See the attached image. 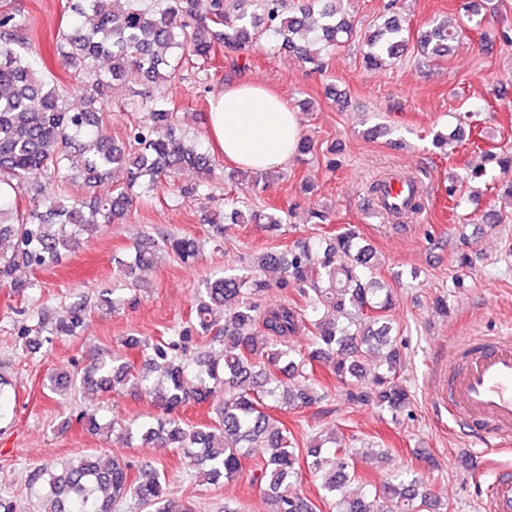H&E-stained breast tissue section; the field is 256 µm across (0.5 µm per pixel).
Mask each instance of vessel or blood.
Segmentation results:
<instances>
[{
  "instance_id": "vessel-or-blood-1",
  "label": "vessel or blood",
  "mask_w": 512,
  "mask_h": 512,
  "mask_svg": "<svg viewBox=\"0 0 512 512\" xmlns=\"http://www.w3.org/2000/svg\"><path fill=\"white\" fill-rule=\"evenodd\" d=\"M423 187L413 176L393 173L379 181L374 208L385 215L409 213ZM448 362L437 398L449 416L483 448L512 443V335L464 336ZM485 512H512V470L493 471Z\"/></svg>"
}]
</instances>
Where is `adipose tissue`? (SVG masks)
Segmentation results:
<instances>
[{"mask_svg":"<svg viewBox=\"0 0 512 512\" xmlns=\"http://www.w3.org/2000/svg\"><path fill=\"white\" fill-rule=\"evenodd\" d=\"M209 129L219 152L252 172L287 163L301 134L298 112L257 82L230 85L215 93Z\"/></svg>","mask_w":512,"mask_h":512,"instance_id":"ef3b65f1","label":"adipose tissue"}]
</instances>
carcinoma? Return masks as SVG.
Segmentation results:
<instances>
[{
	"label": "carcinoma",
	"instance_id": "cac0c4a2",
	"mask_svg": "<svg viewBox=\"0 0 512 512\" xmlns=\"http://www.w3.org/2000/svg\"><path fill=\"white\" fill-rule=\"evenodd\" d=\"M73 0L72 23L59 33L58 57L95 100L107 105L136 78L145 90L126 99L139 114L123 141L106 134L108 113L78 109L67 92L49 82L33 63L34 46L27 23L0 11V285L22 294L29 285L15 277L21 267L42 268L104 224H114L134 203L167 178L187 172L196 178L180 186L183 196L215 198L212 175L217 165L199 139L182 132L167 86L189 68L206 67L220 50L241 53L263 46L287 51L322 70L330 55L351 37L352 21L336 18V0H303L289 13L286 0ZM400 20L389 19L367 39L363 59L381 68L402 57L408 38ZM463 32L462 24L443 21L417 36L426 58L443 56ZM112 180V192L87 197ZM57 190L44 195V185ZM31 208L18 210L19 195ZM225 211L210 223H235L242 211L230 196ZM282 210L253 212L249 221L282 224ZM168 250L187 262L199 255L197 241L171 236ZM157 256L143 247L132 258H114L117 271H150ZM255 274L221 275L203 283L190 323L158 340L129 336L141 349L144 367L102 352L88 356L82 376L52 373L44 388L63 395L77 383L103 392L143 388L161 417L132 427L117 419L103 421L84 409L76 421L91 435L129 442L139 438L151 448H172L188 469L209 484L234 481L243 460L255 448L266 449L250 471V484L268 499L272 512H313L311 501L296 489L302 470L321 480L325 498L337 512H438V495L410 471L363 493L347 486L359 482L358 461L371 453L333 431L315 433L299 447L292 432L268 409L308 407L328 398L313 378V365L331 363L330 372L354 403H373L397 417L411 395L400 381L401 350L389 336L386 312L391 290L376 278L371 248L359 234L343 228L313 245L265 252L252 262ZM276 275L275 285L291 289L297 301L265 306L268 287L262 275ZM224 311V319L216 310ZM89 315L83 301L51 319L18 328L23 354L31 357L58 336H74ZM306 327L307 347L290 338ZM0 375V422L13 411ZM209 404L211 421L189 425L180 410ZM41 500V512H117L123 501L140 512H196L179 498L169 478L148 463L86 453L61 467L40 466L27 475Z\"/></svg>",
	"mask_w": 512,
	"mask_h": 512
}]
</instances>
